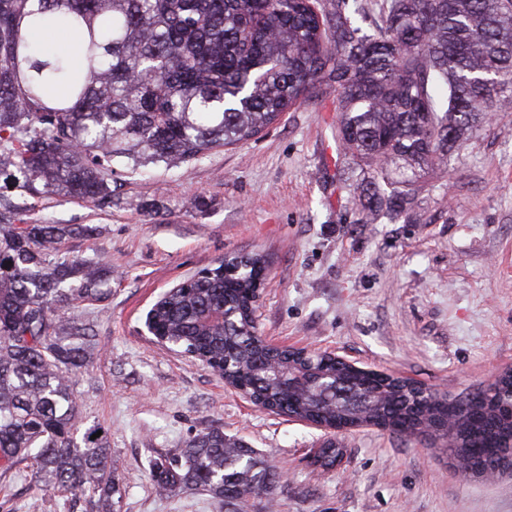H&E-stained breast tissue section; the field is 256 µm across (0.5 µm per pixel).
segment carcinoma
Segmentation results:
<instances>
[{
    "instance_id": "obj_1",
    "label": "carcinoma",
    "mask_w": 512,
    "mask_h": 512,
    "mask_svg": "<svg viewBox=\"0 0 512 512\" xmlns=\"http://www.w3.org/2000/svg\"><path fill=\"white\" fill-rule=\"evenodd\" d=\"M0 0V178L32 195L97 202L111 181L245 143L336 90L339 154L367 171L359 224L394 220L484 118L512 111V0ZM75 34L72 57L27 31ZM88 227L16 224L0 213V469L30 463L42 490L98 496L120 512L107 438L76 441L74 376L90 328L74 314L102 298L101 259L62 250ZM259 254L231 257L167 291L147 318L157 342L205 363L244 394L338 430L365 423L434 436L468 469L512 466V375L466 403L411 380L358 371L330 353L270 347L255 323ZM329 442L315 462L337 466ZM163 494L204 492L246 512L273 492L255 449L201 432L152 463Z\"/></svg>"
}]
</instances>
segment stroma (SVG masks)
<instances>
[{
	"mask_svg": "<svg viewBox=\"0 0 512 512\" xmlns=\"http://www.w3.org/2000/svg\"><path fill=\"white\" fill-rule=\"evenodd\" d=\"M336 96L283 113L246 144L178 168L149 166L99 203L0 191L29 224L88 226L76 253L112 267L78 317L95 334L77 372L84 426H101L124 488L121 512H224L194 491L159 494L150 462L197 433L223 430L276 465L274 512H512V473L466 477L428 436L337 432L256 408L200 361L145 327L170 288L230 254H259L268 277L257 325L281 346L328 351L461 397L512 369V112L473 130L429 172L406 213L359 223L337 165ZM346 454L323 472L325 441ZM0 512H90L0 473Z\"/></svg>",
	"mask_w": 512,
	"mask_h": 512,
	"instance_id": "stroma-1",
	"label": "stroma"
}]
</instances>
